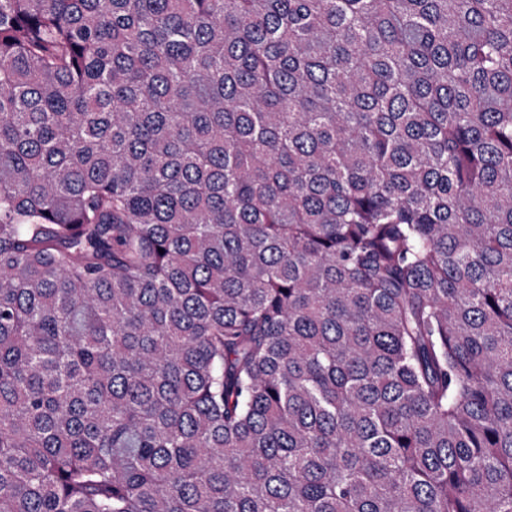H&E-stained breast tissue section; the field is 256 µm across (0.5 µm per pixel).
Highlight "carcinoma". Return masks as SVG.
Segmentation results:
<instances>
[{"label":"carcinoma","mask_w":512,"mask_h":512,"mask_svg":"<svg viewBox=\"0 0 512 512\" xmlns=\"http://www.w3.org/2000/svg\"><path fill=\"white\" fill-rule=\"evenodd\" d=\"M0 512H512V0H0Z\"/></svg>","instance_id":"carcinoma-1"}]
</instances>
